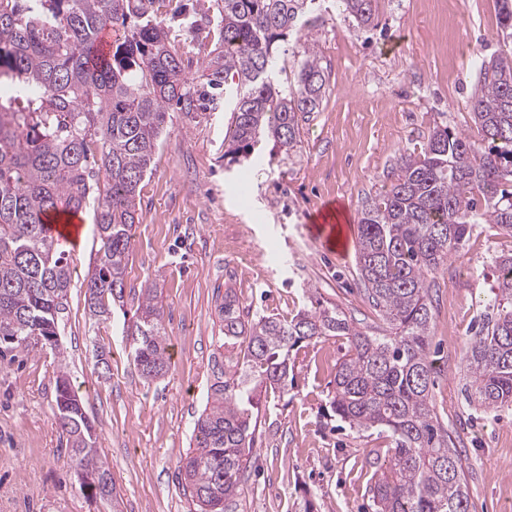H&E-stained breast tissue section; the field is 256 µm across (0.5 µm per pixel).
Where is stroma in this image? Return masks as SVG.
Returning <instances> with one entry per match:
<instances>
[{
    "mask_svg": "<svg viewBox=\"0 0 512 512\" xmlns=\"http://www.w3.org/2000/svg\"><path fill=\"white\" fill-rule=\"evenodd\" d=\"M304 31L329 73L317 111L301 120L303 151L228 163L229 107L171 118L140 184L141 203L125 279L126 299L155 281L172 369L148 382L133 367L123 317L90 319L83 279L98 248L93 208L71 255V285L59 318L72 385L120 494L118 509L81 491L65 461L52 413L56 355L20 354L0 365V512H194L177 478L194 420L214 381L220 351L217 306L233 288L251 313L289 317L311 297L333 304L370 332L354 255L322 248L308 219L339 202L357 223L378 195L395 154H419L434 126L475 134L471 92L477 61L502 42L497 0H376L371 27L334 11ZM471 46L452 56L449 41ZM512 255V233L473 225L430 279L432 396L464 462L469 512H512V406L482 410L463 389L461 362L471 330L493 298L496 257ZM341 337L301 343L290 355L287 392L261 394L262 436L241 482L237 512H373L371 489L388 457L385 437H361L326 415Z\"/></svg>",
    "mask_w": 512,
    "mask_h": 512,
    "instance_id": "stroma-1",
    "label": "stroma"
}]
</instances>
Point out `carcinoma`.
Segmentation results:
<instances>
[{
	"label": "carcinoma",
	"mask_w": 512,
	"mask_h": 512,
	"mask_svg": "<svg viewBox=\"0 0 512 512\" xmlns=\"http://www.w3.org/2000/svg\"><path fill=\"white\" fill-rule=\"evenodd\" d=\"M213 16L190 18L183 0H0V345L59 349L58 319L71 282L68 254L46 218L96 203L100 247L86 278L91 316L123 311L130 356L146 380L171 368L158 289L124 310L125 277L138 188L173 105L189 114L207 97L232 105L224 157L236 162L260 136L285 154L302 149L300 116L318 109L325 71L298 44L296 79L281 85L279 45L314 0H216ZM373 0H336L364 27ZM214 48L198 79L185 77L171 39ZM109 54H98L104 32ZM479 138L435 126L417 156L395 157L388 184L357 224L356 264L368 301L386 325L361 330L319 301L291 318L250 315L232 289L218 306L224 379L208 392L193 450L179 461L197 512H230L259 433L258 391L286 389L289 352L343 336L330 407L353 431L388 434V460L372 490L375 512H469L462 459L432 402V301L428 278L474 224L512 233V45L480 62L472 94ZM495 297L463 362L470 402L512 405V256L498 261ZM53 414L66 437L67 464L93 501L117 500L98 455L82 398L64 367Z\"/></svg>",
	"instance_id": "obj_1"
}]
</instances>
